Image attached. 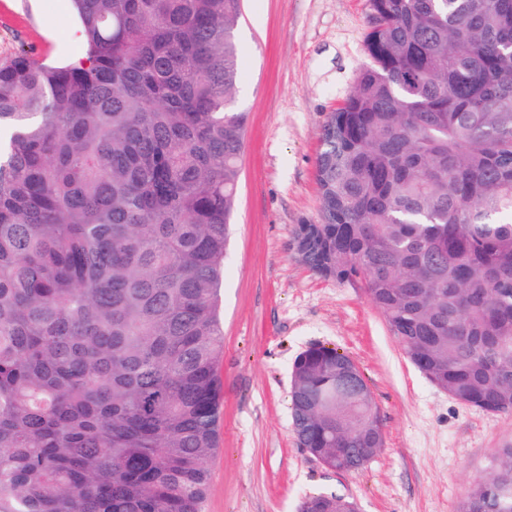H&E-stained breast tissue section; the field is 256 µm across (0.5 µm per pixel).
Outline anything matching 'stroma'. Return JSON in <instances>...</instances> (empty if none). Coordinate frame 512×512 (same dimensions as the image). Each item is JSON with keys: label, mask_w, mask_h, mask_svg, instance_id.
<instances>
[{"label": "stroma", "mask_w": 512, "mask_h": 512, "mask_svg": "<svg viewBox=\"0 0 512 512\" xmlns=\"http://www.w3.org/2000/svg\"><path fill=\"white\" fill-rule=\"evenodd\" d=\"M69 0H0V60L80 55ZM368 0H244L237 108L248 115L224 266V388L205 512H298L323 492L360 512H456L512 444V414L463 405L414 367L358 281L323 276L294 249L319 218L316 158L329 113L368 64ZM321 344L347 355L373 393L385 446L337 473L300 448L290 392L296 357Z\"/></svg>", "instance_id": "35a3bbf8"}]
</instances>
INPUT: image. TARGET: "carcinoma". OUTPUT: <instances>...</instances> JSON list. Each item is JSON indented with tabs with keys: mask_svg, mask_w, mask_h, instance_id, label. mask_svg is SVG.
<instances>
[{
	"mask_svg": "<svg viewBox=\"0 0 512 512\" xmlns=\"http://www.w3.org/2000/svg\"><path fill=\"white\" fill-rule=\"evenodd\" d=\"M85 59L0 60V512H204L219 309L248 113L243 0H72ZM298 251L358 279L410 362L512 413V0H369ZM294 361L301 447H384L367 382ZM308 512L350 500L313 493ZM458 512H512V446Z\"/></svg>",
	"mask_w": 512,
	"mask_h": 512,
	"instance_id": "carcinoma-1",
	"label": "carcinoma"
}]
</instances>
